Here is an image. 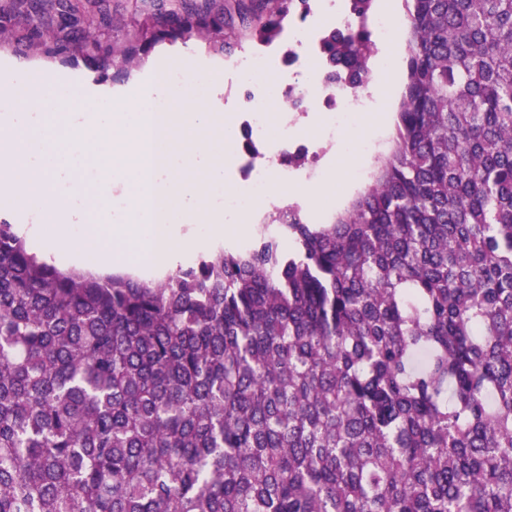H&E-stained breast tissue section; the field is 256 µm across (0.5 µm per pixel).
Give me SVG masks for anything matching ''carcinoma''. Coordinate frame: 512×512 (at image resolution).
Masks as SVG:
<instances>
[{"label":"carcinoma","mask_w":512,"mask_h":512,"mask_svg":"<svg viewBox=\"0 0 512 512\" xmlns=\"http://www.w3.org/2000/svg\"><path fill=\"white\" fill-rule=\"evenodd\" d=\"M306 0H0L98 70ZM387 153L329 224L277 216L158 283L63 271L0 216V512H512V0H404ZM362 29L322 38L360 87ZM128 0H106L103 6L106 8L112 18L114 19L113 25L101 26L102 39L104 40H119L123 41L129 28L126 23H129L128 14L126 12V5Z\"/></svg>","instance_id":"obj_1"}]
</instances>
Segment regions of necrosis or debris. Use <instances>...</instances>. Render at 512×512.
Wrapping results in <instances>:
<instances>
[{
	"label": "necrosis or debris",
	"mask_w": 512,
	"mask_h": 512,
	"mask_svg": "<svg viewBox=\"0 0 512 512\" xmlns=\"http://www.w3.org/2000/svg\"><path fill=\"white\" fill-rule=\"evenodd\" d=\"M356 21L347 0H307L301 14L291 18L279 41L247 47L224 61V78L233 91H245L238 111V126L230 131L234 159L232 185L215 196L225 212H249L256 199L265 206L257 214L263 234L275 236L279 212L294 207L288 196H268L271 176L301 182L310 179L314 168L302 157L315 153L325 157L336 149V123L365 105L363 91L344 87L328 88L322 75V29L348 30ZM275 102L283 113L277 130L266 126V102ZM320 113L324 120L316 148H308L302 132L304 113Z\"/></svg>",
	"instance_id": "necrosis-or-debris-1"
}]
</instances>
